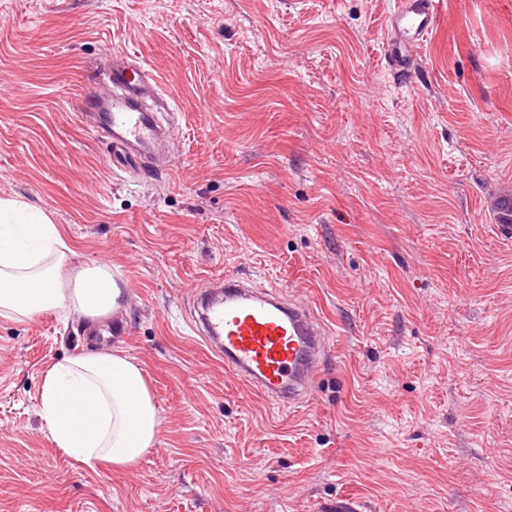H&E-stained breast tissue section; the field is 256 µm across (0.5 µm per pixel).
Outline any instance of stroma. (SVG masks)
I'll use <instances>...</instances> for the list:
<instances>
[{"instance_id":"35a3bbf8","label":"stroma","mask_w":512,"mask_h":512,"mask_svg":"<svg viewBox=\"0 0 512 512\" xmlns=\"http://www.w3.org/2000/svg\"><path fill=\"white\" fill-rule=\"evenodd\" d=\"M395 0H0V198L57 224L61 271L123 297L0 317V512H512V0H441L407 79ZM124 55L160 82L168 163L114 174L82 116ZM228 276L327 334L286 407L192 329ZM123 352L160 418L135 468L54 447L44 373ZM489 211L493 218L495 235L505 241L512 238V191L501 190L489 200Z\"/></svg>"}]
</instances>
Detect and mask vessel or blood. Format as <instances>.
I'll return each mask as SVG.
<instances>
[{
	"label": "vessel or blood",
	"instance_id": "1",
	"mask_svg": "<svg viewBox=\"0 0 512 512\" xmlns=\"http://www.w3.org/2000/svg\"><path fill=\"white\" fill-rule=\"evenodd\" d=\"M439 0H396L386 19L384 59L398 73L409 72L418 49L432 34ZM109 96L85 100L82 110L95 130L110 139L113 170L134 169L144 151L167 140L168 129L140 103L159 94L156 77L115 57L105 67ZM495 235L512 239V191L489 200ZM205 339L220 343L224 363L233 373L279 403L304 398L326 351L324 332L308 308L237 280L203 299Z\"/></svg>",
	"mask_w": 512,
	"mask_h": 512
}]
</instances>
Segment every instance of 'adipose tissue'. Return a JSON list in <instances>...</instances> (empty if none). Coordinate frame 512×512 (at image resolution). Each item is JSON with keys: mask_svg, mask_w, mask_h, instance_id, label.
<instances>
[{"mask_svg": "<svg viewBox=\"0 0 512 512\" xmlns=\"http://www.w3.org/2000/svg\"><path fill=\"white\" fill-rule=\"evenodd\" d=\"M67 246L58 225L21 199H0V316L27 319L50 309L97 319L119 306L109 264L63 283ZM50 441L87 466L130 469L158 443L160 419L143 368L120 352H88L54 364L41 384Z\"/></svg>", "mask_w": 512, "mask_h": 512, "instance_id": "ef3b65f1", "label": "adipose tissue"}]
</instances>
